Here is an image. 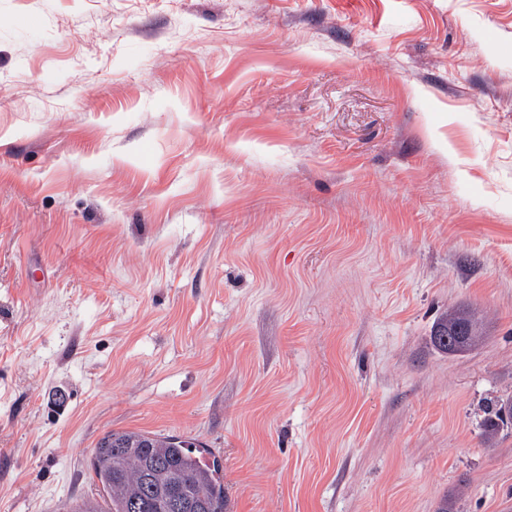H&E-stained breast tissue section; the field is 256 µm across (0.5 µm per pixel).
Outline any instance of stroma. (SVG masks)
I'll list each match as a JSON object with an SVG mask.
<instances>
[{
    "label": "stroma",
    "mask_w": 512,
    "mask_h": 512,
    "mask_svg": "<svg viewBox=\"0 0 512 512\" xmlns=\"http://www.w3.org/2000/svg\"><path fill=\"white\" fill-rule=\"evenodd\" d=\"M507 397L512 0H0V512L110 429L227 512H512ZM461 327L467 329L466 336H456L458 328ZM448 337L453 342L452 344H456L455 347H448ZM482 339L483 336L479 331V320L471 310L464 307L448 311V314L440 319L433 336L434 344L439 349L454 355L471 350ZM505 409L512 412V398L491 401L485 407L482 435L484 442L488 445L496 443L500 429H502L504 425L508 423L512 424V414L508 422H506L502 416Z\"/></svg>",
    "instance_id": "obj_1"
}]
</instances>
